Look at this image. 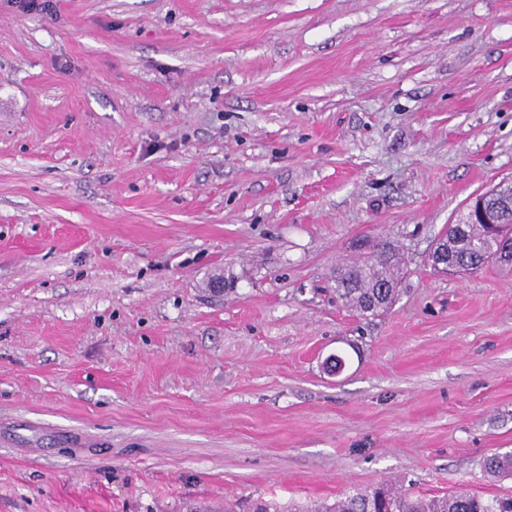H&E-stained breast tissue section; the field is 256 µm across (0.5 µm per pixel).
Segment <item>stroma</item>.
Segmentation results:
<instances>
[{
  "instance_id": "obj_1",
  "label": "stroma",
  "mask_w": 512,
  "mask_h": 512,
  "mask_svg": "<svg viewBox=\"0 0 512 512\" xmlns=\"http://www.w3.org/2000/svg\"><path fill=\"white\" fill-rule=\"evenodd\" d=\"M510 180L512 0H0V512L512 495V267L428 261ZM367 259L343 265L336 270V295L361 316H375L374 300H379L380 282L397 279L402 257L394 244L387 240L362 239ZM381 248V249H380ZM391 253V259L387 257ZM484 472L494 477H512V454L492 453L483 458Z\"/></svg>"
}]
</instances>
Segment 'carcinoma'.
<instances>
[{
	"mask_svg": "<svg viewBox=\"0 0 512 512\" xmlns=\"http://www.w3.org/2000/svg\"><path fill=\"white\" fill-rule=\"evenodd\" d=\"M444 238L448 240V252L468 271H479L493 262V245L487 243L484 224H450ZM365 244L366 260L336 270V295L359 315L373 316L374 301L381 295L377 285L397 278L402 257L390 241L367 239ZM482 467L491 476L512 477V454L487 455ZM251 512H512V495L482 497L457 493L435 497L410 493L392 482H383L370 490L342 495L332 503L282 506L260 499L252 504Z\"/></svg>",
	"mask_w": 512,
	"mask_h": 512,
	"instance_id": "obj_1",
	"label": "carcinoma"
}]
</instances>
